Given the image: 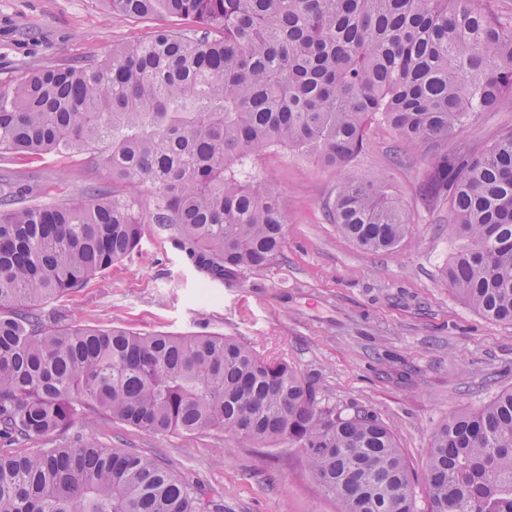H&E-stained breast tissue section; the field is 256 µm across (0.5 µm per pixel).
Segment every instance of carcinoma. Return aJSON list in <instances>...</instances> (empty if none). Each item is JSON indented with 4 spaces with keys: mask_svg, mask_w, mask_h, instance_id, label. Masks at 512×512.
<instances>
[{
    "mask_svg": "<svg viewBox=\"0 0 512 512\" xmlns=\"http://www.w3.org/2000/svg\"><path fill=\"white\" fill-rule=\"evenodd\" d=\"M114 15L187 20L104 59L33 68L0 89V155L93 153L112 186L53 204L0 170V512H221L155 458L59 442L82 410L148 434L219 430L296 448L334 512H416L395 431L370 408L321 404L312 381L222 334L59 325L41 305L173 232L210 280L281 254L287 215L245 162L285 145L346 171L325 203L365 252L395 249L409 213L351 163L373 125L429 154L424 192L448 202L444 278L485 319L512 323V130L440 153L512 95V14L489 0H105ZM220 33L213 38L211 34ZM153 190L147 209L131 188ZM42 447L15 453L8 446ZM424 512H512V389L430 436Z\"/></svg>",
    "mask_w": 512,
    "mask_h": 512,
    "instance_id": "cac0c4a2",
    "label": "carcinoma"
}]
</instances>
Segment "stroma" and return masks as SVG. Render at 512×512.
<instances>
[{
    "mask_svg": "<svg viewBox=\"0 0 512 512\" xmlns=\"http://www.w3.org/2000/svg\"><path fill=\"white\" fill-rule=\"evenodd\" d=\"M176 18L111 14L103 0H0V87L30 69L100 58ZM512 129V96L450 140L448 153L483 147ZM398 142L372 128L353 167L384 175L408 209L410 230L393 252L366 253L331 224L323 205L340 169L268 150L257 172L282 193L287 214L280 257L259 270L211 282L189 265L168 231L149 224L138 252L86 288L43 305L61 325L124 326L175 335L219 333L282 358L314 379L323 404L372 408L396 433L415 477L427 439L449 415L476 410L512 388V324L489 322L448 287V205L420 195L427 163L392 157ZM40 201L77 197L112 176L87 154L0 158ZM71 437L132 448L201 483L224 512H334L292 448L271 452L210 431L147 434L108 417L79 419Z\"/></svg>",
    "mask_w": 512,
    "mask_h": 512,
    "instance_id": "35a3bbf8",
    "label": "stroma"
}]
</instances>
